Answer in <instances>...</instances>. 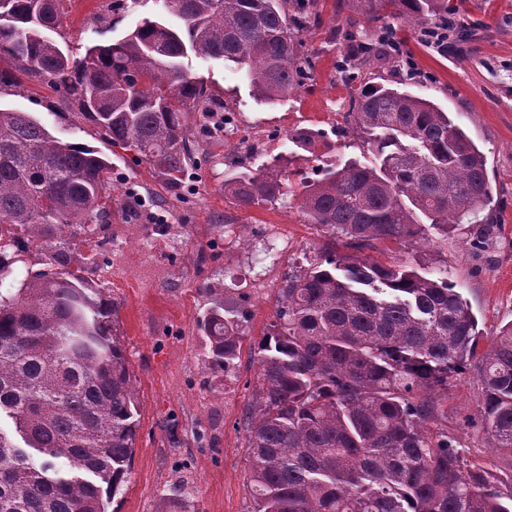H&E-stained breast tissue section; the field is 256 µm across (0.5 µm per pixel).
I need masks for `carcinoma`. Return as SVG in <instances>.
<instances>
[{"label": "carcinoma", "mask_w": 512, "mask_h": 512, "mask_svg": "<svg viewBox=\"0 0 512 512\" xmlns=\"http://www.w3.org/2000/svg\"><path fill=\"white\" fill-rule=\"evenodd\" d=\"M0 0V93L21 77H45L106 140L170 185L198 164L186 116L218 102L182 59L232 63L259 98L274 102L309 78L297 34L320 20L315 0H162L178 27L144 18L128 35L72 58L47 32L60 2ZM409 25L436 15L438 0H335L334 11L371 17L379 4ZM350 65L388 54L386 37L348 17ZM348 117L372 150V166L328 163L313 129L292 135L321 177L299 184V204L326 237L320 255L278 289L276 320L258 343L256 408L247 419V486L254 512H512L490 473L466 463L448 434L431 436L434 394L475 371L491 448L512 450V324L479 350L470 304L448 279L387 265L365 251L381 240L414 243L426 226L474 219L490 202L484 154L448 113L383 78L351 97ZM283 168L240 172L224 196L241 207L284 195ZM110 161L64 141L29 112L0 106V512H107L125 481L139 408L114 308L72 267L67 238L109 225ZM349 252L335 251L336 237ZM42 268L16 276L30 247ZM200 324L207 367L228 377L247 311L224 289ZM182 483L159 512H187Z\"/></svg>", "instance_id": "1"}]
</instances>
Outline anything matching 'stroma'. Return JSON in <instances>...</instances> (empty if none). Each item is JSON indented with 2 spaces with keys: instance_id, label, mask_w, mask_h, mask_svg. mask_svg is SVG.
<instances>
[{
  "instance_id": "1",
  "label": "stroma",
  "mask_w": 512,
  "mask_h": 512,
  "mask_svg": "<svg viewBox=\"0 0 512 512\" xmlns=\"http://www.w3.org/2000/svg\"><path fill=\"white\" fill-rule=\"evenodd\" d=\"M467 31L461 49L440 52L419 40L390 10L365 21L366 32H397L402 59L387 58L384 70L408 63L411 92L435 101L465 130L486 158L492 199L475 224L449 234L429 229L407 247L378 244L372 255L387 264L411 261L444 274L475 313L483 338L512 323V0H447ZM334 0H319L320 21L302 34L312 69L305 84L273 103L258 99L234 66L188 57L185 69L236 112L248 129L273 131L264 151L243 155L236 140L207 128L204 112L189 113L187 141L201 162L182 183L168 187L132 153L103 140L99 129L71 108L50 83L24 81L6 103L33 113L57 137L91 145L112 164V213L104 235L73 238L74 254L100 253L86 277L115 306L113 330L124 346L139 401L140 421L130 473L112 498L110 512H157L173 484L187 483L196 512H253L246 483V415L256 405L257 344L275 319L276 296L288 273L325 243L296 196L275 205L243 208L224 195V182L243 161L251 172L283 156L286 183L315 178L312 162L291 135L301 128L322 132L330 161L369 163L373 155L347 120L349 96L365 75L342 69L351 44L333 38L346 26ZM158 0L134 7L112 0H65L52 37L83 54L95 42L97 18L110 20L112 37L160 13ZM163 214L167 240L154 241L152 214ZM249 314L233 378L211 373L199 328L212 297ZM482 384L475 373L450 379L437 396L431 432L447 431L464 448L468 464L487 469L502 489L512 488V452L488 447L480 427Z\"/></svg>"
}]
</instances>
